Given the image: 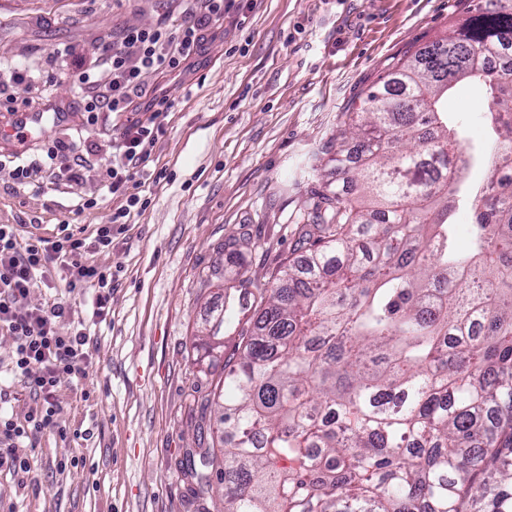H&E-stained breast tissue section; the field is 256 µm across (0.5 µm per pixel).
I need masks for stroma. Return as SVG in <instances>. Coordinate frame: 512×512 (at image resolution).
Listing matches in <instances>:
<instances>
[{
  "mask_svg": "<svg viewBox=\"0 0 512 512\" xmlns=\"http://www.w3.org/2000/svg\"><path fill=\"white\" fill-rule=\"evenodd\" d=\"M467 0H253L244 26L224 18L193 71L171 83L176 99L152 152L166 177L146 185L151 203L132 213L111 250L93 254L112 275L110 314L90 341L83 375L63 376L66 429L45 433L30 454L33 480L0 475V512H221L220 495L199 496L180 468L216 406L201 409L223 359L196 364L195 347L225 294L272 284L295 252L319 185L312 166L336 156L343 115L414 46L442 36ZM184 0H0V55L48 80L12 83L0 120L13 111L65 113L46 119L25 147L0 141V155L38 161L45 143L75 139L84 180L76 191L50 182L17 184L0 171V224L20 241L53 238L61 221L93 233L123 201L102 189L115 116L85 125L80 66L130 27L181 19ZM473 158L468 190L489 176L481 92L448 96ZM96 207L76 211L79 198ZM14 341L0 332V398L9 416L34 405L27 379L9 367Z\"/></svg>",
  "mask_w": 512,
  "mask_h": 512,
  "instance_id": "stroma-1",
  "label": "stroma"
}]
</instances>
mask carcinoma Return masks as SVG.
Instances as JSON below:
<instances>
[{"label": "carcinoma", "instance_id": "carcinoma-1", "mask_svg": "<svg viewBox=\"0 0 512 512\" xmlns=\"http://www.w3.org/2000/svg\"><path fill=\"white\" fill-rule=\"evenodd\" d=\"M485 90L493 172L451 213L466 147L440 100ZM341 146L357 186L325 190L301 225V257L253 298L212 393L217 439L182 466L224 512H512V0L466 17L393 64ZM196 361L213 357L227 311ZM451 220L455 224L458 244L463 248L467 247L470 238L468 224H473L472 213L469 207L465 205L456 207L452 213Z\"/></svg>", "mask_w": 512, "mask_h": 512}]
</instances>
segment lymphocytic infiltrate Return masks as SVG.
I'll return each instance as SVG.
<instances>
[{
    "label": "lymphocytic infiltrate",
    "instance_id": "obj_1",
    "mask_svg": "<svg viewBox=\"0 0 512 512\" xmlns=\"http://www.w3.org/2000/svg\"><path fill=\"white\" fill-rule=\"evenodd\" d=\"M250 8L249 0H189L187 14L180 22L127 29L120 43L100 47L101 70L89 69L79 75V87L87 96L85 113L130 115L112 140V159L102 173L104 187L110 194L125 198L126 204L113 212L111 223L98 225L91 236L63 223L55 238L24 245L14 225H0V329L14 339L11 372L30 378L39 400L24 422L0 416V435L8 442L7 448H0V473L15 477L30 474L28 458L18 452L20 439L33 442L44 431L61 429L60 378L81 372L90 363L86 346L92 326L105 321L110 312L112 281L89 262L88 256L111 250L132 209L143 210L149 204L140 194L141 187L146 181L161 178L160 172L148 170L147 163L165 133V112L174 106L168 77L181 75L199 56L213 23L232 10L239 18H246ZM149 73L159 81L144 95L140 89L144 75ZM73 151L72 143L53 142L46 149V163L16 165L11 176L21 185L39 178L79 184L83 174L70 162ZM54 271L71 288L93 291L90 318L77 321L64 335L59 333L58 324L71 312L67 301L56 298L36 307L25 303L31 290L47 285Z\"/></svg>",
    "mask_w": 512,
    "mask_h": 512
}]
</instances>
